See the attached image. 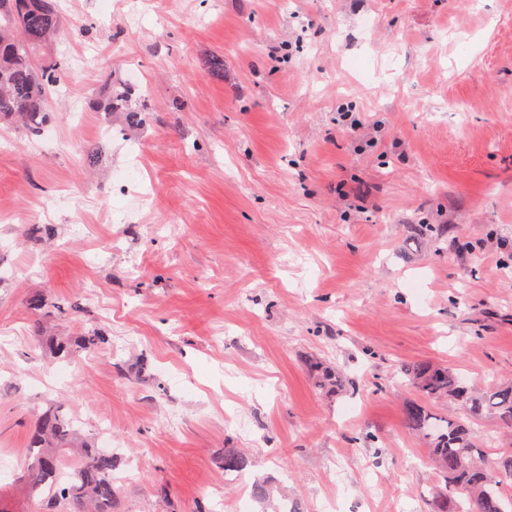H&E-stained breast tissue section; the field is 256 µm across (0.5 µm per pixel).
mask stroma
I'll use <instances>...</instances> for the list:
<instances>
[{
    "label": "stroma",
    "instance_id": "35a3bbf8",
    "mask_svg": "<svg viewBox=\"0 0 512 512\" xmlns=\"http://www.w3.org/2000/svg\"><path fill=\"white\" fill-rule=\"evenodd\" d=\"M60 2L37 60L87 66L39 135L0 120V512H37L28 428L59 403L123 441L117 512H453L400 368L512 381V0ZM108 81L145 111H100ZM93 329L128 342L54 382L36 336ZM427 408L512 455L492 416Z\"/></svg>",
    "mask_w": 512,
    "mask_h": 512
}]
</instances>
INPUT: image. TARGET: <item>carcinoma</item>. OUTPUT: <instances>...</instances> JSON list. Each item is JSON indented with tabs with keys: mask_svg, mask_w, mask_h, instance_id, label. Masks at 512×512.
Instances as JSON below:
<instances>
[{
	"mask_svg": "<svg viewBox=\"0 0 512 512\" xmlns=\"http://www.w3.org/2000/svg\"><path fill=\"white\" fill-rule=\"evenodd\" d=\"M61 30L57 0H0V118L18 115L28 131L40 133L48 99L65 78L60 61L37 66L36 49ZM129 91H112L105 84L103 110L112 112L128 101ZM108 342L100 331L53 342L57 355ZM409 384L428 400L453 399L479 417L494 416L512 430V381L494 383L476 391L445 366L418 363L401 369ZM411 427L429 443L439 473L448 483V496L464 506L456 512H512V455L490 463L486 441L456 420L441 422L421 404L406 409ZM75 419L61 408L38 416L28 433L29 467L24 475L31 492H48L42 512H116L118 488L115 460L84 444L79 464L68 482L63 475V452L77 447Z\"/></svg>",
	"mask_w": 512,
	"mask_h": 512,
	"instance_id": "cac0c4a2",
	"label": "carcinoma"
}]
</instances>
